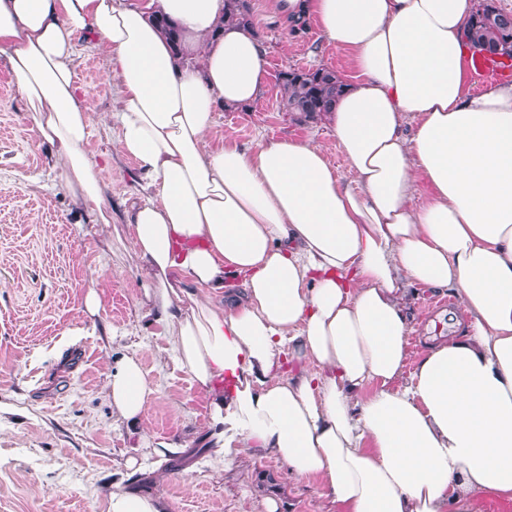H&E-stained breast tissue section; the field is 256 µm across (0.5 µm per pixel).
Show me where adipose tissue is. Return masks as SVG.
<instances>
[{"label":"adipose tissue","mask_w":512,"mask_h":512,"mask_svg":"<svg viewBox=\"0 0 512 512\" xmlns=\"http://www.w3.org/2000/svg\"><path fill=\"white\" fill-rule=\"evenodd\" d=\"M269 3L302 4L350 56L334 134L354 181L309 141L208 148L215 108L249 107L268 80L261 33L227 21L225 0H0V56L61 183L108 227V166L87 155L96 114L72 61L82 37L109 55L117 148L145 181L127 230L146 301L209 400L215 456L271 455L334 512L512 502V83L466 91L475 2ZM408 281L453 292L469 323L406 379ZM107 388L131 424L156 394L134 355Z\"/></svg>","instance_id":"ef3b65f1"}]
</instances>
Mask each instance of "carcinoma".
Listing matches in <instances>:
<instances>
[{
    "instance_id": "carcinoma-1",
    "label": "carcinoma",
    "mask_w": 512,
    "mask_h": 512,
    "mask_svg": "<svg viewBox=\"0 0 512 512\" xmlns=\"http://www.w3.org/2000/svg\"><path fill=\"white\" fill-rule=\"evenodd\" d=\"M225 17L240 26H253L250 0H227ZM156 23L180 49L177 26L164 16ZM465 38L473 53L483 58L512 60V12L497 5L496 0H476L475 10L465 30ZM284 111L313 120L331 112L342 93L344 83L336 71L319 67L303 71L288 69L281 73Z\"/></svg>"
}]
</instances>
